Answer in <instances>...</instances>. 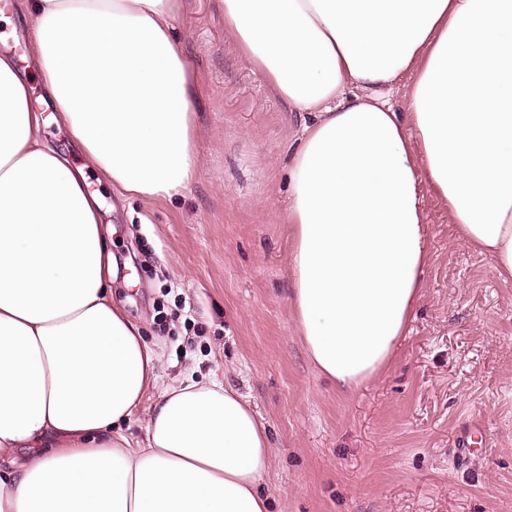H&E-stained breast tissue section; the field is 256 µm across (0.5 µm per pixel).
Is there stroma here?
<instances>
[{
    "label": "stroma",
    "mask_w": 512,
    "mask_h": 512,
    "mask_svg": "<svg viewBox=\"0 0 512 512\" xmlns=\"http://www.w3.org/2000/svg\"><path fill=\"white\" fill-rule=\"evenodd\" d=\"M21 0L0 35L42 113L40 139L84 168L113 258L112 297L160 354L245 396L271 438V512H512V280L425 202L431 261L391 366L341 392L295 330L288 167L302 118L245 61L215 0H183L178 45L196 73L199 164L171 199L125 198L88 167L29 65Z\"/></svg>",
    "instance_id": "35a3bbf8"
}]
</instances>
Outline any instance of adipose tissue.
<instances>
[{"instance_id": "1", "label": "adipose tissue", "mask_w": 512, "mask_h": 512, "mask_svg": "<svg viewBox=\"0 0 512 512\" xmlns=\"http://www.w3.org/2000/svg\"><path fill=\"white\" fill-rule=\"evenodd\" d=\"M220 2L242 57L310 117L282 217L296 328L354 391L391 363L421 297L426 196L512 280V0ZM23 7L88 163L125 195L181 194L198 167L181 0ZM41 123L0 56V512H270L264 425L218 381L160 382L112 299L101 203ZM141 410L135 440L122 426Z\"/></svg>"}]
</instances>
